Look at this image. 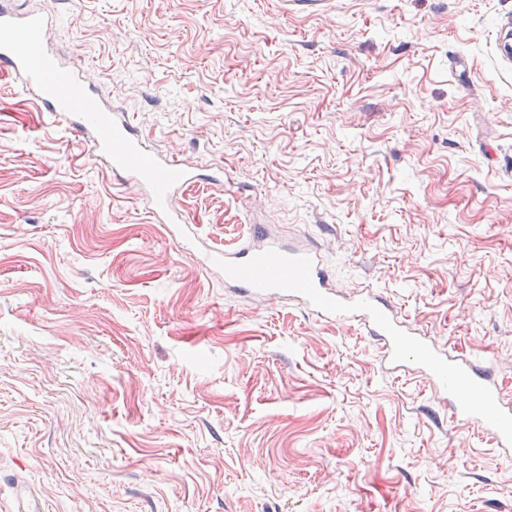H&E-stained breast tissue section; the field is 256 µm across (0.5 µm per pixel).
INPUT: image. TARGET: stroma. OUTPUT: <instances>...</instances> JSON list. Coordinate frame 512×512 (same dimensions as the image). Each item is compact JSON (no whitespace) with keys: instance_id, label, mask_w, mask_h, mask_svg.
Segmentation results:
<instances>
[{"instance_id":"1","label":"stroma","mask_w":512,"mask_h":512,"mask_svg":"<svg viewBox=\"0 0 512 512\" xmlns=\"http://www.w3.org/2000/svg\"><path fill=\"white\" fill-rule=\"evenodd\" d=\"M148 149L223 168L184 236L0 77V512H512V459L357 323L204 249L316 244L337 294L512 398V0H19Z\"/></svg>"}]
</instances>
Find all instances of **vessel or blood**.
I'll list each match as a JSON object with an SVG mask.
<instances>
[{
	"label": "vessel or blood",
	"instance_id": "vessel-or-blood-1",
	"mask_svg": "<svg viewBox=\"0 0 512 512\" xmlns=\"http://www.w3.org/2000/svg\"><path fill=\"white\" fill-rule=\"evenodd\" d=\"M50 26L48 14L25 12L0 0V73L35 92L47 111L67 116L73 133L89 140L92 153L105 154L113 172L145 187L158 223H181L173 198L197 181V173L177 157L145 149L131 123L116 116L111 102L87 79L83 64L59 63L49 48ZM204 260L223 267L227 286L257 295L285 294L318 316L363 324L382 341L393 368L411 366L424 373L447 396L457 420L490 434L498 448L512 452V403L503 401L491 369L414 336L386 300H343L333 291L317 251L285 247L256 225L234 250L208 251Z\"/></svg>",
	"mask_w": 512,
	"mask_h": 512
}]
</instances>
